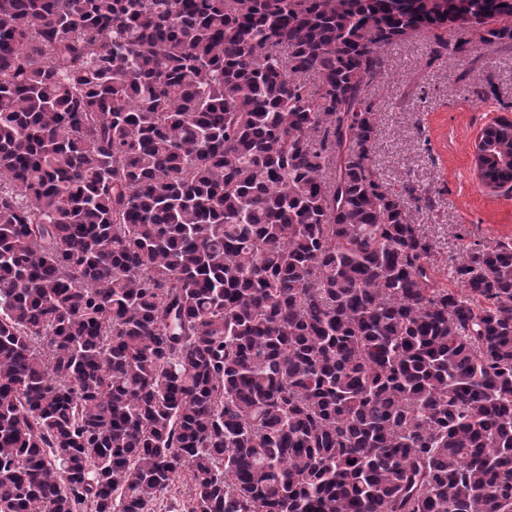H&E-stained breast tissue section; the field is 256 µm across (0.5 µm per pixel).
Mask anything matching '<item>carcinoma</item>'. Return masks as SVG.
Listing matches in <instances>:
<instances>
[{
	"label": "carcinoma",
	"instance_id": "cac0c4a2",
	"mask_svg": "<svg viewBox=\"0 0 512 512\" xmlns=\"http://www.w3.org/2000/svg\"><path fill=\"white\" fill-rule=\"evenodd\" d=\"M509 19L0 0V512H147L183 472L187 512H512V243L439 283L365 95L386 48Z\"/></svg>",
	"mask_w": 512,
	"mask_h": 512
}]
</instances>
